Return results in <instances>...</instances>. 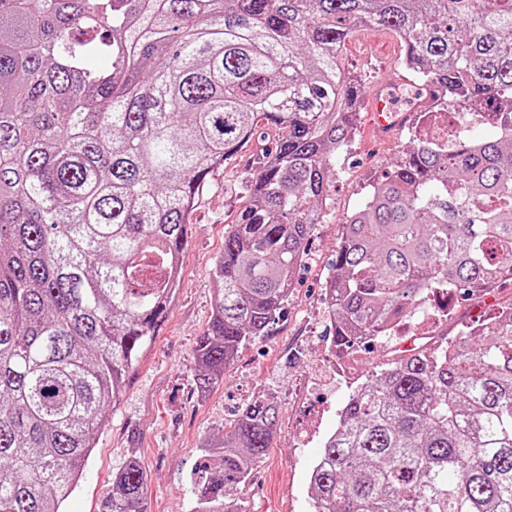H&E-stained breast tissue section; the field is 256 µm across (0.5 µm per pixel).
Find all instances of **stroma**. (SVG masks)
Returning a JSON list of instances; mask_svg holds the SVG:
<instances>
[{
	"label": "stroma",
	"instance_id": "stroma-1",
	"mask_svg": "<svg viewBox=\"0 0 512 512\" xmlns=\"http://www.w3.org/2000/svg\"><path fill=\"white\" fill-rule=\"evenodd\" d=\"M401 53L395 33L370 28L346 41L342 58L346 69L365 75L367 85H391L399 75ZM415 119V113H406L400 128L387 131L361 111L347 152L336 158L343 175L332 190L328 215L313 229L309 255L283 315L267 336L239 350L221 385L201 395L194 384V348L211 316L213 268L224 250V233L245 203L244 189L271 152L277 130L249 140L215 169L187 217L180 286L129 371L123 392L110 404L65 512H100L113 474L133 455L148 473L147 512H192L191 478L206 440L223 435L237 404L264 393L278 400L276 430L265 457L235 495L247 512H314L309 472L351 392L335 362L324 284L333 273L341 224L407 151ZM511 297L508 282L476 302L449 300L440 328L456 333L461 323L494 314L498 302Z\"/></svg>",
	"mask_w": 512,
	"mask_h": 512
}]
</instances>
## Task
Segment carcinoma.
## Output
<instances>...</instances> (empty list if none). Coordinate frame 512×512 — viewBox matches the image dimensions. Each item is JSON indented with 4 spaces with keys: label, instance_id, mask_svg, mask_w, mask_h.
<instances>
[{
    "label": "carcinoma",
    "instance_id": "cac0c4a2",
    "mask_svg": "<svg viewBox=\"0 0 512 512\" xmlns=\"http://www.w3.org/2000/svg\"><path fill=\"white\" fill-rule=\"evenodd\" d=\"M395 32L440 119L371 185L325 283L355 351L417 298L512 281V0H0V512H64L178 287L199 186L259 125L284 131L224 234L197 338L210 390L276 321L364 98L341 49ZM477 107L499 137L459 135ZM327 436L316 512H512V298L475 330L389 351ZM202 449L193 512H247L266 455L259 395ZM134 460L102 512H145Z\"/></svg>",
    "mask_w": 512,
    "mask_h": 512
}]
</instances>
